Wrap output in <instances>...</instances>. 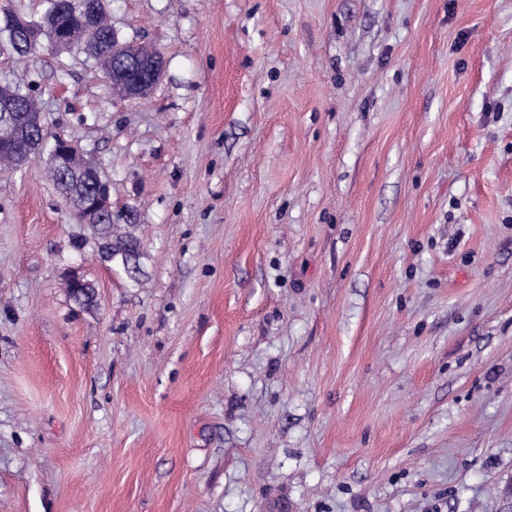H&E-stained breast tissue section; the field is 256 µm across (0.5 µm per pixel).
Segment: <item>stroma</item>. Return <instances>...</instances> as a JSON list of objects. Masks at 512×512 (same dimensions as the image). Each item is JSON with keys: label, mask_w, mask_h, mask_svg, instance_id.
I'll return each mask as SVG.
<instances>
[{"label": "stroma", "mask_w": 512, "mask_h": 512, "mask_svg": "<svg viewBox=\"0 0 512 512\" xmlns=\"http://www.w3.org/2000/svg\"><path fill=\"white\" fill-rule=\"evenodd\" d=\"M107 5L145 96L0 50L145 253L0 174V512H512V0ZM112 215L107 217L102 224H89L91 239L96 251L99 240L101 250L104 247L111 253L105 257L102 251H96L101 261L111 267L123 271L130 279H136L140 274V259L143 256L142 246L139 237L135 234L136 224H114ZM132 257V266L127 267L128 260ZM112 259V261H110ZM127 267V268H126Z\"/></svg>", "instance_id": "35a3bbf8"}]
</instances>
